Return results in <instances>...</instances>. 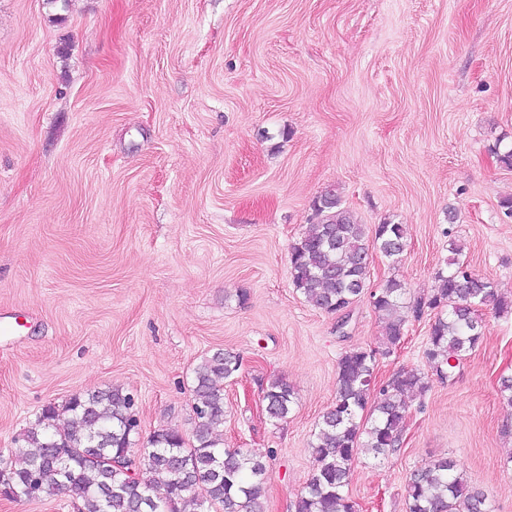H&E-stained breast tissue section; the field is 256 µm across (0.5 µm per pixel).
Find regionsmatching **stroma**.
<instances>
[{
    "mask_svg": "<svg viewBox=\"0 0 512 512\" xmlns=\"http://www.w3.org/2000/svg\"><path fill=\"white\" fill-rule=\"evenodd\" d=\"M512 0H0V453L51 404L134 395L139 459L153 433L191 437L193 370L219 349L224 445L271 452L267 512H294L339 356L383 349L368 299L336 315L290 276L316 196L359 223L403 225L370 262L428 296L451 240L512 299ZM247 292L239 301V292ZM453 382L409 399L401 445L360 457L361 512H406L409 474L455 457L512 512V315ZM432 312L379 359L378 382L422 369ZM297 394L286 422L264 386ZM266 418L272 423L285 421L297 402V396L283 378L269 382L264 393Z\"/></svg>",
    "mask_w": 512,
    "mask_h": 512,
    "instance_id": "35a3bbf8",
    "label": "stroma"
}]
</instances>
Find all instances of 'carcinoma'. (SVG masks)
Wrapping results in <instances>:
<instances>
[{"label":"carcinoma","mask_w":512,"mask_h":512,"mask_svg":"<svg viewBox=\"0 0 512 512\" xmlns=\"http://www.w3.org/2000/svg\"><path fill=\"white\" fill-rule=\"evenodd\" d=\"M313 223L293 245L292 284L312 307L327 313L368 295L384 323L382 355L401 347L405 288L389 279L370 287L368 258L380 254L395 265L406 250L403 225L383 223L370 229L342 205L336 190L323 191L313 202ZM445 265L435 276L426 299L414 301L416 317L435 312L424 358L431 372L401 370L377 385L376 352L352 349L337 362L335 398L316 424L310 441L313 469L294 502L295 512H358L349 495L353 464L368 454L387 459L401 442L409 408L406 396L424 395L429 374L445 382L483 340L480 308L494 304L512 313V300L497 294L491 281L461 259L463 249L449 243ZM241 368L240 356L217 350L194 369L195 425L192 440L177 430L162 429L150 437L138 471L113 468L107 458L129 452L139 434L134 397L109 388L71 397L47 407L20 435L21 445L9 458V473L19 498L65 492L79 502L78 512H266L265 475L268 455L249 448H226L216 433L224 423V387ZM265 414L272 423L288 418L297 396L283 378L268 383ZM71 415L69 427L51 430L59 412ZM406 512H490L485 491L468 482L453 457L435 459L411 472L405 487Z\"/></svg>","instance_id":"cac0c4a2"}]
</instances>
